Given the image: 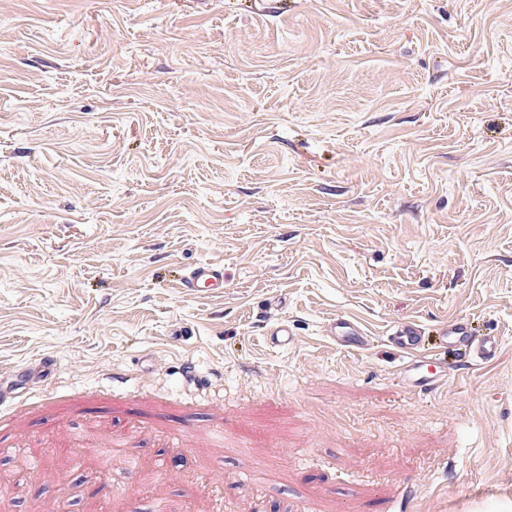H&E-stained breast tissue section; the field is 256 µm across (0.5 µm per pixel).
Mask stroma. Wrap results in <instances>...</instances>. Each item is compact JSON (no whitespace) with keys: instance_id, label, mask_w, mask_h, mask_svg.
Listing matches in <instances>:
<instances>
[{"instance_id":"stroma-1","label":"stroma","mask_w":512,"mask_h":512,"mask_svg":"<svg viewBox=\"0 0 512 512\" xmlns=\"http://www.w3.org/2000/svg\"><path fill=\"white\" fill-rule=\"evenodd\" d=\"M457 317L497 356L405 390L388 330ZM44 357L6 512H512V0H0V373ZM223 285L224 267L218 264H200L183 278V286L190 293H195L202 287L222 288ZM327 335L336 342V346L344 349L361 350L368 342L361 324L345 316H337L329 321Z\"/></svg>"}]
</instances>
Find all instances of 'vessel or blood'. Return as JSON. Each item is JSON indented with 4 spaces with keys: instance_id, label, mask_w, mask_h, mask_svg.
<instances>
[{
    "instance_id": "vessel-or-blood-1",
    "label": "vessel or blood",
    "mask_w": 512,
    "mask_h": 512,
    "mask_svg": "<svg viewBox=\"0 0 512 512\" xmlns=\"http://www.w3.org/2000/svg\"><path fill=\"white\" fill-rule=\"evenodd\" d=\"M224 285V268L218 264L204 263L194 267L183 279V286L189 292L199 288H220ZM327 334L338 347L350 350L364 349L368 342L365 329L358 322L345 316L329 321ZM469 331L465 319L457 318L443 323L437 341L441 344L456 345L467 341ZM391 343L400 352L406 354L407 361L403 369L406 386L420 395H429L439 389L446 381L442 368L433 361L418 359V352L425 347L427 337L416 323L407 322L398 325L389 334Z\"/></svg>"
}]
</instances>
